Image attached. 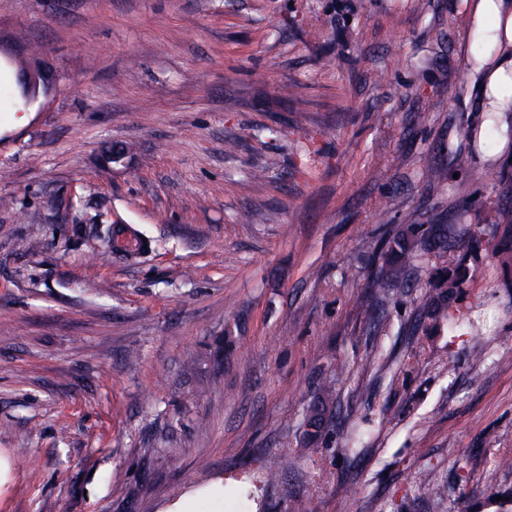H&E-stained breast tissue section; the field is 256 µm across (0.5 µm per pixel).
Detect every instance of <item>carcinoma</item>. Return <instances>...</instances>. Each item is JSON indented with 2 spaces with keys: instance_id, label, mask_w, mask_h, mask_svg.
<instances>
[{
  "instance_id": "obj_1",
  "label": "carcinoma",
  "mask_w": 512,
  "mask_h": 512,
  "mask_svg": "<svg viewBox=\"0 0 512 512\" xmlns=\"http://www.w3.org/2000/svg\"><path fill=\"white\" fill-rule=\"evenodd\" d=\"M47 94L45 87L26 85L16 82L11 94L12 103L27 105L35 102L39 95ZM507 130H502L501 123ZM487 130H494L508 136L512 143V113L499 116L497 112L488 113ZM419 215L409 211L402 217L389 235L380 243L378 250L368 255L364 270L367 271L368 295L370 303H378L387 297L403 294V283L409 271L417 265L436 263L435 277L426 283L427 291L423 298L422 310L435 324L447 322L453 324L459 320L451 311L454 303L465 287L471 274L465 262L457 258L448 261V252L465 246L477 249L483 244L484 232L476 230L471 224H420ZM492 231L503 229L501 237L492 245L491 252L502 257L503 261H512V214L503 216V223L491 225ZM336 400L334 379L324 380L318 388L317 400L308 406L307 428L296 441V446L307 448L317 443L325 433L328 421V409Z\"/></svg>"
}]
</instances>
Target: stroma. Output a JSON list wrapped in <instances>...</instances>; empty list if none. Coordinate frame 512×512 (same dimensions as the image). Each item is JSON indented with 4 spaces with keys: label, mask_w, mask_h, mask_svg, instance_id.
Returning a JSON list of instances; mask_svg holds the SVG:
<instances>
[{
    "label": "stroma",
    "mask_w": 512,
    "mask_h": 512,
    "mask_svg": "<svg viewBox=\"0 0 512 512\" xmlns=\"http://www.w3.org/2000/svg\"><path fill=\"white\" fill-rule=\"evenodd\" d=\"M468 14L465 0H0V42L39 48L58 77L23 124L0 112V512H161L218 482L226 499L201 512H241L242 482L266 512L291 491L309 512H477L512 488L496 467L512 455V264L468 252L453 328L417 318L433 267L376 309L353 278L387 230L379 210L480 225L512 210L500 142L439 186L422 174L452 168L460 127H486L453 68L479 53ZM245 127L277 135L226 152ZM114 145L126 165H103ZM264 165L273 180L251 187ZM95 223L134 225L152 253L96 247ZM326 377L336 416L298 452ZM366 420L381 434L347 454ZM284 453L294 465L264 487Z\"/></svg>",
    "instance_id": "obj_1"
}]
</instances>
